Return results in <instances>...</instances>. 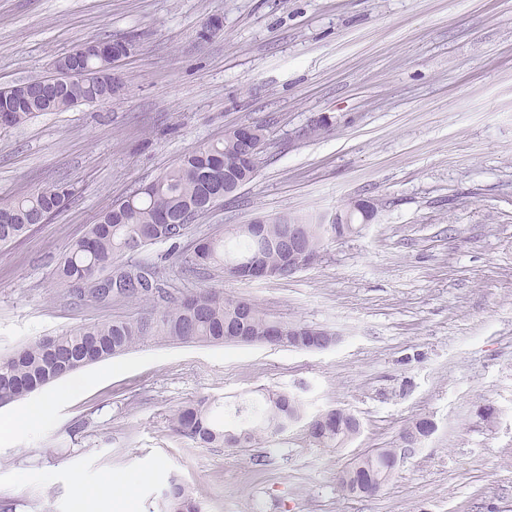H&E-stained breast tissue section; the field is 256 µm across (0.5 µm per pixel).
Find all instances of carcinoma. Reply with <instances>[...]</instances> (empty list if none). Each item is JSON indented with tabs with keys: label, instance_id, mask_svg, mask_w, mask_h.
Masks as SVG:
<instances>
[{
	"label": "carcinoma",
	"instance_id": "carcinoma-1",
	"mask_svg": "<svg viewBox=\"0 0 512 512\" xmlns=\"http://www.w3.org/2000/svg\"><path fill=\"white\" fill-rule=\"evenodd\" d=\"M89 79L70 85L64 94H55L53 85L66 77L63 60L56 63L51 76L0 88V113L11 116L10 126H20L42 112L66 110L81 102L99 100L101 84L96 75L102 61H81ZM238 145L229 138L186 154L171 170L145 184L107 211L87 233L76 240L55 271L60 297L88 296L100 304L135 302L165 307L149 316L112 320L87 325L59 335L45 336L0 357V405L9 404L84 367V352L93 345L98 360L127 353L147 343L239 344L233 337L246 311L245 334L261 341L276 323L257 304L244 299H226L224 292L208 289L175 295L162 287L154 266L124 261L128 255L155 243L174 242L185 236L191 225L180 224L186 213L193 217L209 211L224 200V175L240 178V184L253 180L257 164L241 170L236 160ZM71 188L65 182H53L29 194L0 199V246L8 245L33 227L31 218H51L65 206ZM291 217L259 221L262 232L252 233L244 224L232 228L234 250H226L225 240L204 236L197 240L190 258L192 268L206 270L216 265L224 273L246 280V270L255 264L277 268L288 262L281 244L288 238ZM354 224L307 225L306 244L320 252L324 238L342 237L354 232ZM283 335L277 344L298 350L311 347L314 337L290 334L305 328L300 322H280ZM314 424L308 432L309 443L319 448H338L359 433L360 421L349 410L330 408L315 415L306 414L302 400L284 391H269L262 400L238 408L222 421L211 414L209 399L173 410L172 430L201 447L251 448L263 440L287 432L296 419ZM427 430L419 419L401 436L406 448L420 443ZM399 458L396 448H375L347 464L339 484L348 495L380 483L392 463ZM162 512H202L199 500L173 478L162 498Z\"/></svg>",
	"mask_w": 512,
	"mask_h": 512
}]
</instances>
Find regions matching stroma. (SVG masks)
I'll return each instance as SVG.
<instances>
[{
  "instance_id": "1",
  "label": "stroma",
  "mask_w": 512,
  "mask_h": 512,
  "mask_svg": "<svg viewBox=\"0 0 512 512\" xmlns=\"http://www.w3.org/2000/svg\"><path fill=\"white\" fill-rule=\"evenodd\" d=\"M219 18V32L204 25ZM128 40L110 101L0 129V197L64 181L47 223L0 247V356L42 337L137 318L143 305L69 304L55 268L101 214L223 140L262 123L255 178L178 243L136 258L168 288L217 289L273 318L336 333L325 351L269 344H149L76 371L19 431L0 407V499L15 512H71L75 482L139 477L133 512H160L177 477L203 512H512V0H0V87L52 75L87 40ZM378 212L326 238L287 280L193 271L195 239L282 216ZM269 390L309 412L360 419L339 448L302 427L255 448H204L169 415L200 398L220 413ZM497 410L480 417L482 406ZM437 426L376 495L338 487L349 460Z\"/></svg>"
}]
</instances>
